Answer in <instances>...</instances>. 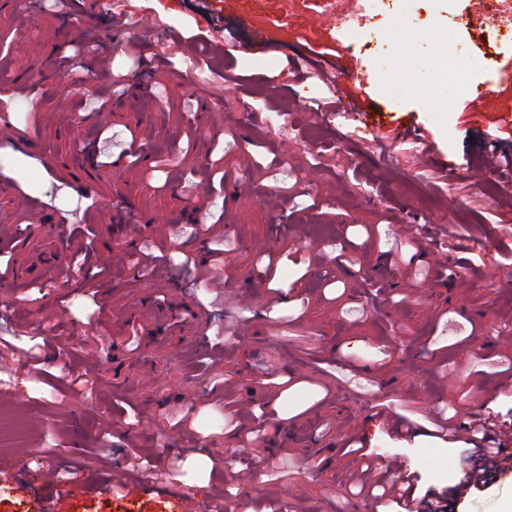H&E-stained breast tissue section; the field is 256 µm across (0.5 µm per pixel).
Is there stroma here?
I'll list each match as a JSON object with an SVG mask.
<instances>
[{
  "mask_svg": "<svg viewBox=\"0 0 512 512\" xmlns=\"http://www.w3.org/2000/svg\"><path fill=\"white\" fill-rule=\"evenodd\" d=\"M470 8L454 0L452 13ZM115 13L143 29H119ZM449 14L441 0H396L379 18L378 32L414 37L402 67L369 49V33L330 23L321 0H96L92 88L62 64L72 37L50 0L32 16L24 0H0V232L26 239L0 278L12 318L0 414L25 425L22 438L0 437V512H377L341 453L353 436L413 473L417 495L434 490L453 512H512V468L452 500L469 446L432 437L428 419L444 409L512 421V170L477 149L512 110V87H490L473 112L437 79L439 43H486ZM182 35L209 69L181 58ZM232 41L248 51L228 54ZM131 42L148 66L127 55ZM324 67L336 70V103L317 116ZM356 70L378 123L407 126L406 139L380 144L353 115ZM116 72L125 89L98 109ZM217 162L224 183L212 188L204 174ZM66 213L92 225L107 269L92 300ZM195 223L229 241L222 287L203 276L212 243L191 235ZM350 241L354 259L340 260ZM175 244L192 264L156 275L128 261ZM399 246L427 278L398 264ZM262 254L279 259L274 281ZM54 261L64 274L49 287ZM33 336L46 340L40 384L22 354ZM211 343L222 356L208 358ZM69 361L86 370V394H60ZM117 400L133 418L114 414ZM258 404L269 409L263 454L246 466ZM180 413L189 427L173 425ZM133 448L153 467L113 494L114 465ZM69 466L78 485L46 475Z\"/></svg>",
  "mask_w": 512,
  "mask_h": 512,
  "instance_id": "35a3bbf8",
  "label": "stroma"
}]
</instances>
